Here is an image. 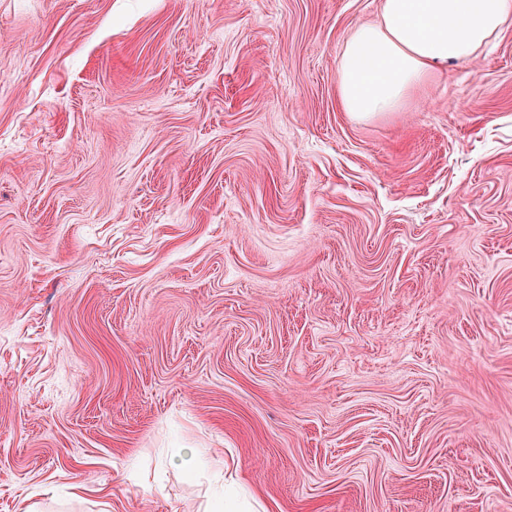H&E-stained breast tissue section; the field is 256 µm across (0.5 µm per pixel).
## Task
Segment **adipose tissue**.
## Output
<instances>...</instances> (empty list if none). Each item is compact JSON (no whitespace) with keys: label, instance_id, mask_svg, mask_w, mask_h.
<instances>
[{"label":"adipose tissue","instance_id":"ef3b65f1","mask_svg":"<svg viewBox=\"0 0 512 512\" xmlns=\"http://www.w3.org/2000/svg\"><path fill=\"white\" fill-rule=\"evenodd\" d=\"M511 23L512 0H383L379 23L344 42L341 104L357 118L396 111L410 88L468 64Z\"/></svg>","mask_w":512,"mask_h":512}]
</instances>
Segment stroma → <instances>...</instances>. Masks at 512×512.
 <instances>
[{
	"mask_svg": "<svg viewBox=\"0 0 512 512\" xmlns=\"http://www.w3.org/2000/svg\"><path fill=\"white\" fill-rule=\"evenodd\" d=\"M380 7L0 0V512H512V27L359 120Z\"/></svg>",
	"mask_w": 512,
	"mask_h": 512,
	"instance_id": "obj_1",
	"label": "stroma"
}]
</instances>
